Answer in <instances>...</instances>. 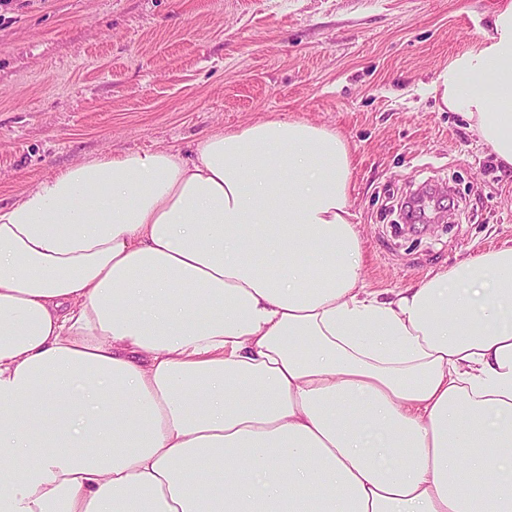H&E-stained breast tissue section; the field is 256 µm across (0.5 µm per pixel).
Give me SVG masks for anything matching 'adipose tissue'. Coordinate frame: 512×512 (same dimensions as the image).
I'll return each instance as SVG.
<instances>
[{
  "label": "adipose tissue",
  "mask_w": 512,
  "mask_h": 512,
  "mask_svg": "<svg viewBox=\"0 0 512 512\" xmlns=\"http://www.w3.org/2000/svg\"><path fill=\"white\" fill-rule=\"evenodd\" d=\"M429 91L512 172V0ZM352 175L273 116L0 207V512H512V247L381 297Z\"/></svg>",
  "instance_id": "1"
}]
</instances>
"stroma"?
<instances>
[{"label":"stroma","instance_id":"stroma-1","mask_svg":"<svg viewBox=\"0 0 512 512\" xmlns=\"http://www.w3.org/2000/svg\"><path fill=\"white\" fill-rule=\"evenodd\" d=\"M501 3L0 0V206L82 160L277 116L347 138L368 290L512 246V175L425 93ZM427 180L459 210L397 224Z\"/></svg>","mask_w":512,"mask_h":512}]
</instances>
